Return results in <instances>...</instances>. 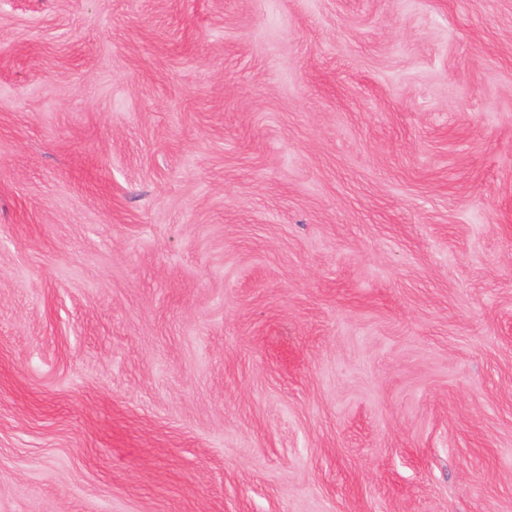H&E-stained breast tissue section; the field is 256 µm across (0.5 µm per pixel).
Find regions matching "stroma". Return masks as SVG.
<instances>
[{
  "mask_svg": "<svg viewBox=\"0 0 512 512\" xmlns=\"http://www.w3.org/2000/svg\"><path fill=\"white\" fill-rule=\"evenodd\" d=\"M0 512H512V0H0Z\"/></svg>",
  "mask_w": 512,
  "mask_h": 512,
  "instance_id": "stroma-1",
  "label": "stroma"
}]
</instances>
